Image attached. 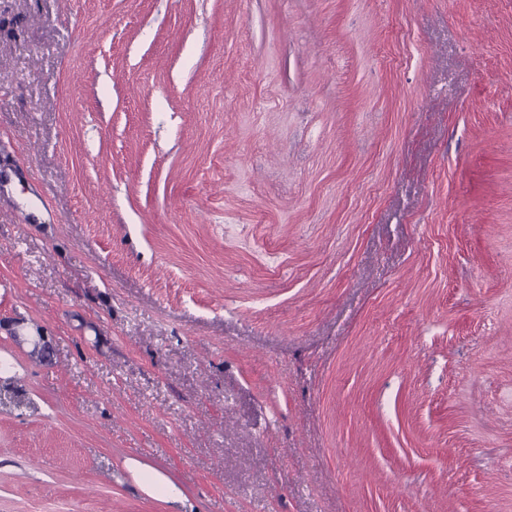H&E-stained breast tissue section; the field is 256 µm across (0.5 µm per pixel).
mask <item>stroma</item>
Returning a JSON list of instances; mask_svg holds the SVG:
<instances>
[{
	"label": "stroma",
	"instance_id": "35a3bbf8",
	"mask_svg": "<svg viewBox=\"0 0 512 512\" xmlns=\"http://www.w3.org/2000/svg\"><path fill=\"white\" fill-rule=\"evenodd\" d=\"M11 173L0 512H512V0H0ZM138 477L142 490L149 495L161 496L167 500L180 497L166 476L157 470L139 469Z\"/></svg>",
	"mask_w": 512,
	"mask_h": 512
}]
</instances>
